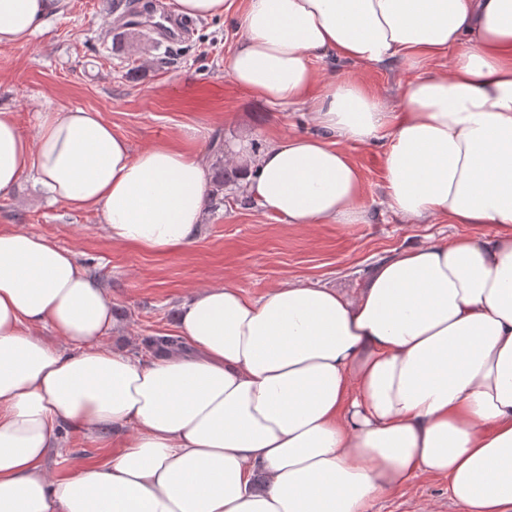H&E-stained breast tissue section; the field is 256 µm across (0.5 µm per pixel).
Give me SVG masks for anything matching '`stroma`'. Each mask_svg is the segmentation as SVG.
<instances>
[{
  "label": "stroma",
  "mask_w": 512,
  "mask_h": 512,
  "mask_svg": "<svg viewBox=\"0 0 512 512\" xmlns=\"http://www.w3.org/2000/svg\"><path fill=\"white\" fill-rule=\"evenodd\" d=\"M222 17L195 20L180 44L153 43L146 30L119 29L110 0H68L63 13L22 46L0 48V107L16 113L22 130L34 134L38 113L66 108L100 112L134 149L177 137L183 125L206 124L221 139L225 155L245 144L257 153L276 136L315 133L319 127L303 107H270L238 87L224 63L239 35L248 0H230ZM341 76L400 107L413 77L405 65L340 63ZM363 177L364 224L287 225L265 216L240 183L224 188V207L209 212L187 249L152 254L112 242L98 215L70 210L35 193L29 182L0 197V228L53 239L75 253L112 302L117 331L108 347L146 357L143 340L174 332L181 303L200 288L231 282L260 297L285 281L356 292L382 260L414 246L478 232L473 227L431 221L406 224L383 200L379 148L345 144ZM63 448L51 457L60 474L75 462L97 463L113 452L92 433L63 432ZM459 512L448 499V481L418 476L376 503L373 512Z\"/></svg>",
  "instance_id": "1"
}]
</instances>
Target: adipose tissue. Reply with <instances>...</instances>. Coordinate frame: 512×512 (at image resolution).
Masks as SVG:
<instances>
[{
	"instance_id": "obj_1",
	"label": "adipose tissue",
	"mask_w": 512,
	"mask_h": 512,
	"mask_svg": "<svg viewBox=\"0 0 512 512\" xmlns=\"http://www.w3.org/2000/svg\"><path fill=\"white\" fill-rule=\"evenodd\" d=\"M68 0H0V46ZM227 59L318 134L267 143L242 184L287 224H363L342 143L383 148L402 221L490 224L378 264L358 293L227 284L182 303V346L139 360L105 344L112 303L52 239L0 230V512H372L420 474L459 512H512V0H249ZM451 58V72L437 62ZM342 59L415 72L402 105L318 71ZM207 127L133 151L101 113L0 110V197L24 177L100 216L112 241L192 244L209 206ZM123 436L72 474L63 429Z\"/></svg>"
}]
</instances>
